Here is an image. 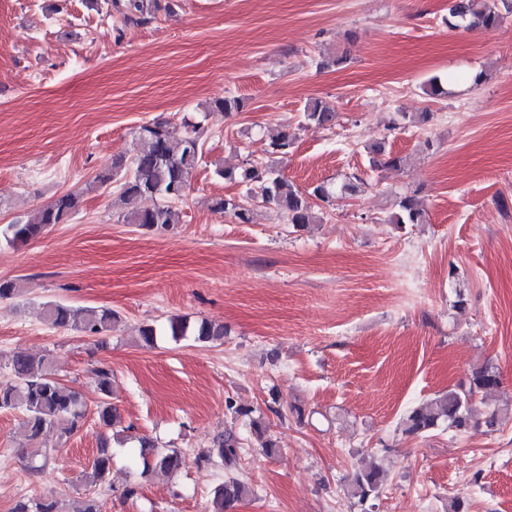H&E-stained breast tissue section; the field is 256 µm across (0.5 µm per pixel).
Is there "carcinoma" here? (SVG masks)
Returning <instances> with one entry per match:
<instances>
[{"instance_id": "obj_1", "label": "carcinoma", "mask_w": 512, "mask_h": 512, "mask_svg": "<svg viewBox=\"0 0 512 512\" xmlns=\"http://www.w3.org/2000/svg\"><path fill=\"white\" fill-rule=\"evenodd\" d=\"M110 12L116 14L119 25L113 27L116 39L125 35L129 26L143 27L151 24L158 13L174 15L181 8L180 0H110ZM512 14V0H448V27L465 31L490 30ZM336 113L319 101L305 105L299 125L327 127L333 125ZM139 150L123 174L120 194L115 205L122 206L135 201L138 206L122 212L124 222L150 230H165L175 223V212L170 203L181 199L189 185V179L198 166L204 146V129L193 126L184 132L177 130L166 120L157 119L139 127ZM295 135L282 130L271 136L267 153L279 160L288 158L294 147ZM372 162L398 167L404 158L386 152L385 142L376 141L370 146ZM216 175L245 187L247 197L255 198L264 205H272L287 223L304 228L319 220L311 199L324 204L335 200L351 199L362 192L363 181L356 175L345 177L338 186L319 184L312 190H303L276 170L268 166L258 167L251 163L239 169H217ZM83 195L68 192L57 196L50 204L39 209L27 222L8 224L0 229V236L13 244L26 243L39 237L53 224H65L81 208ZM209 209L220 216L230 215L240 224L253 221V210L234 198L215 197ZM427 212L416 195L406 194L398 203V210L389 216L391 224H422ZM46 322L54 327H70L89 336L112 328L116 314L109 308L83 307L74 309L61 302H49L44 307ZM165 333L178 340L192 336L200 343L218 341L224 336V325L202 320L195 324L182 318L169 320ZM9 380L0 382V410H18L23 414V426L27 449L22 458L34 469L45 467L55 449L43 448V440L57 436L66 437L76 431L84 419V401L74 388L55 379L51 355L32 357L16 354L7 366ZM96 387L102 396L98 404L101 425L111 427L117 423V414L107 401L112 393V370L102 364L92 369ZM500 376L491 364L471 370L469 387L448 389L410 408L399 422L402 434L419 436L447 426L455 433H464L484 425L492 430L500 419L512 409L494 410L484 421L472 412L473 397L497 388ZM258 446L269 456L278 451L275 441L266 436V428L259 420L252 421ZM143 473L161 472L172 474L185 464L184 454L176 448H165L149 437L138 438ZM241 450L235 434L224 431L207 454L197 462L207 465L221 464L230 470L236 467ZM112 464L108 441H103L85 480L94 485L105 483ZM386 481L379 466L370 465L354 471L347 484L348 496L363 503L378 495ZM251 494L250 488L235 477H229L219 485L213 495L211 512H236L238 505ZM12 512H64L61 502L53 496L19 500Z\"/></svg>"}]
</instances>
